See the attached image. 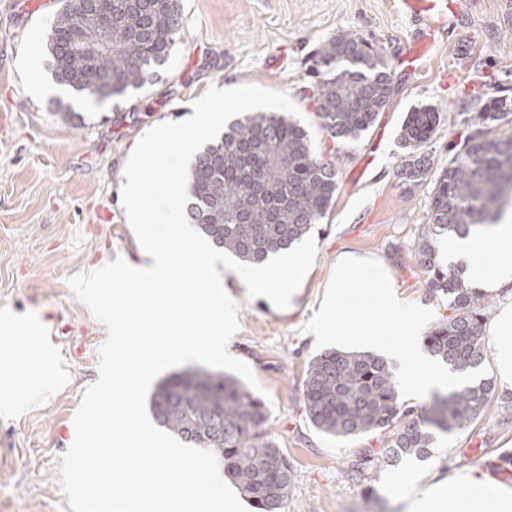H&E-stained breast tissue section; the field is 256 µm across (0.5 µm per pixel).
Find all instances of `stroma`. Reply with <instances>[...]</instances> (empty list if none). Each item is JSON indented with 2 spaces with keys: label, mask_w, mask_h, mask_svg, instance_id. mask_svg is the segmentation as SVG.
I'll use <instances>...</instances> for the list:
<instances>
[{
  "label": "stroma",
  "mask_w": 512,
  "mask_h": 512,
  "mask_svg": "<svg viewBox=\"0 0 512 512\" xmlns=\"http://www.w3.org/2000/svg\"><path fill=\"white\" fill-rule=\"evenodd\" d=\"M43 2L30 16L0 6V318L38 317L54 342L48 361L26 358L18 374L51 376L63 364L70 380L53 389L29 387L12 410L0 408V512H69L59 465L74 440L83 392L99 378L98 350L107 335L67 280L119 257L133 265L147 261L122 204L132 147L151 128L189 118L210 87L255 84L287 93L314 150L330 151L333 143L303 91L313 84L316 51L342 32L383 53L392 99L377 125L340 151L336 196L312 232L315 262L284 310L249 297L237 273H223L239 304L240 329L228 351L266 391V430L293 466L282 512H405L389 486L407 468L438 482L480 468L512 485V467L500 468L501 455L512 453V421L498 398L506 385L496 379L494 356L483 367L497 395L479 419L463 430L436 432L429 458L404 457L357 479L350 461L360 449L388 447L390 434L324 435L311 425L303 400L308 363L317 353L303 327L318 311L341 256L378 260L404 302L432 309L435 321L448 317L447 297L430 294V275L415 252L433 182H400L397 170L408 151L399 129L413 109L441 112L423 148L437 173L483 103L512 97V18L503 0H470L471 27L449 32L408 76L402 68L411 23L393 0H182V39L158 81L120 105L94 110L71 93L42 98L31 92L32 82L51 79L47 38L57 0Z\"/></svg>",
  "instance_id": "stroma-1"
}]
</instances>
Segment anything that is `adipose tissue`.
Returning a JSON list of instances; mask_svg holds the SVG:
<instances>
[{
  "mask_svg": "<svg viewBox=\"0 0 512 512\" xmlns=\"http://www.w3.org/2000/svg\"><path fill=\"white\" fill-rule=\"evenodd\" d=\"M448 262L462 266L470 287L491 293L512 287V219L455 240L448 248ZM491 331L498 338V377L512 385V302L496 313ZM392 491L406 502L408 512H512V487L478 468L445 485L421 486L411 478L393 485Z\"/></svg>",
  "mask_w": 512,
  "mask_h": 512,
  "instance_id": "obj_1",
  "label": "adipose tissue"
}]
</instances>
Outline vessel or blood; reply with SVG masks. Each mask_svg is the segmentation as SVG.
Wrapping results in <instances>:
<instances>
[{
  "mask_svg": "<svg viewBox=\"0 0 512 512\" xmlns=\"http://www.w3.org/2000/svg\"><path fill=\"white\" fill-rule=\"evenodd\" d=\"M466 0H395L398 13L413 24L408 60L417 62L434 49L448 31L469 28Z\"/></svg>",
  "mask_w": 512,
  "mask_h": 512,
  "instance_id": "b4317fda",
  "label": "vessel or blood"
}]
</instances>
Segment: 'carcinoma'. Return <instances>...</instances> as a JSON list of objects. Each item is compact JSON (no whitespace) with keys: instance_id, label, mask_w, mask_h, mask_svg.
Here are the masks:
<instances>
[{"instance_id":"cac0c4a2","label":"carcinoma","mask_w":512,"mask_h":512,"mask_svg":"<svg viewBox=\"0 0 512 512\" xmlns=\"http://www.w3.org/2000/svg\"><path fill=\"white\" fill-rule=\"evenodd\" d=\"M182 30L180 0H100L79 19L70 0H61L48 39V67L58 84L103 102L152 82ZM391 84L377 48L350 33L336 35L320 47L315 61L320 128L340 145L361 139L389 107ZM511 114L512 103L498 97L469 119L460 150L434 182L428 223L416 245L431 272L429 294L447 296L453 310L425 336L427 348L456 370L476 368L487 357L489 300L439 264V244L478 224H495L512 208V133L490 130ZM440 120L433 108L412 110L401 124L400 143L418 150ZM430 170V158L421 154L403 165L399 176L416 183ZM338 182L337 167L311 150L303 127L285 115L249 112L195 155L186 217L216 248L244 264H262L310 234L328 212ZM494 390L487 378L436 395L425 422L393 433V443L379 452L361 449L352 475L404 455H430L433 430L451 433L477 420ZM303 395L310 423L333 437L388 430L403 415L393 366L368 352L315 355ZM150 405L161 427L224 462L258 512H281L292 465L265 434L263 400L239 378L188 367L160 380Z\"/></svg>"}]
</instances>
